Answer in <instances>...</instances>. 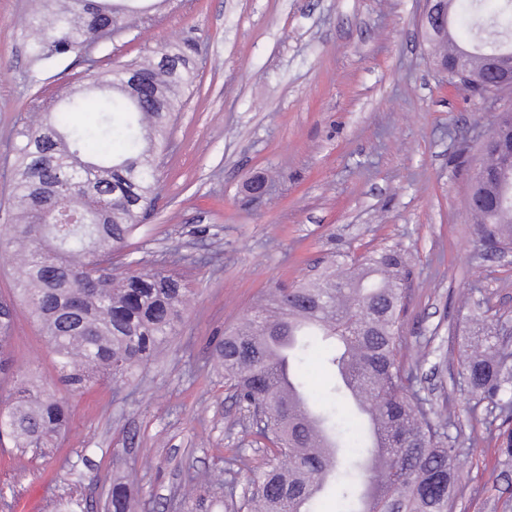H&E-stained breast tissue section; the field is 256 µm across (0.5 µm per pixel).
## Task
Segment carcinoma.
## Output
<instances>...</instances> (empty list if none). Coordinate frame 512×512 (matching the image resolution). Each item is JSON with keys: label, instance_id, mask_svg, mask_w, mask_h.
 <instances>
[{"label": "carcinoma", "instance_id": "carcinoma-1", "mask_svg": "<svg viewBox=\"0 0 512 512\" xmlns=\"http://www.w3.org/2000/svg\"><path fill=\"white\" fill-rule=\"evenodd\" d=\"M485 31L475 54L454 34L455 8ZM135 14L128 0H41L25 24L34 61L49 63L77 48L88 51ZM512 0H451L448 41L435 50L473 56L469 70L485 87L454 71L446 81L471 95L496 94V76L482 58L512 53ZM193 47L162 49L80 85L44 109L19 132L12 170L14 208L0 224V250L22 246L13 288L54 355L59 381L72 391L129 382L155 359L182 322L190 288L167 265L145 268L126 248L156 201L159 159L168 130L184 106L195 75ZM97 112L95 127L74 116ZM492 134L512 143V106L497 115ZM481 247L512 248V180L471 194ZM406 270L394 248L340 262L318 278L274 289L214 346L224 380L246 407L266 412L265 467L249 469L237 450L224 459L228 497L246 470L247 495L236 512H316L335 487L338 512H452L460 449L447 443L445 420H431L411 392L412 370L398 360ZM14 307L0 301V435L10 448L49 453L66 431L64 402L38 379L14 369ZM487 316L469 319L458 361L468 392L496 412L486 430L512 463V341ZM324 352L330 372L322 404L305 377L306 353ZM360 386L364 407L352 401L344 378ZM107 512H132L131 484L113 482Z\"/></svg>", "mask_w": 512, "mask_h": 512}]
</instances>
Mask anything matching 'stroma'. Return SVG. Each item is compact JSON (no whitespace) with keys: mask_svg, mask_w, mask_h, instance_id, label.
Wrapping results in <instances>:
<instances>
[{"mask_svg":"<svg viewBox=\"0 0 512 512\" xmlns=\"http://www.w3.org/2000/svg\"><path fill=\"white\" fill-rule=\"evenodd\" d=\"M37 0H0V211L11 204L15 145L32 106L61 97L86 64L30 60L20 21ZM136 26L92 51L100 68L192 41L198 76L170 129L157 201L135 260L178 258L192 293L154 361L121 387L70 392L28 317L15 311L21 372L66 400L71 423L45 457L0 448V490L33 512H105L131 474L133 512H191L190 480L222 485L224 457L266 450L219 374L211 340L263 295L342 257L381 248L410 269L402 360L432 415L450 411L459 480L454 512H504L512 466L461 390L456 327L478 305L512 319V252L485 257L468 211L470 160L493 129L491 104L446 86L426 51L425 0H148ZM271 189L250 196L247 181Z\"/></svg>","mask_w":512,"mask_h":512,"instance_id":"1","label":"stroma"}]
</instances>
